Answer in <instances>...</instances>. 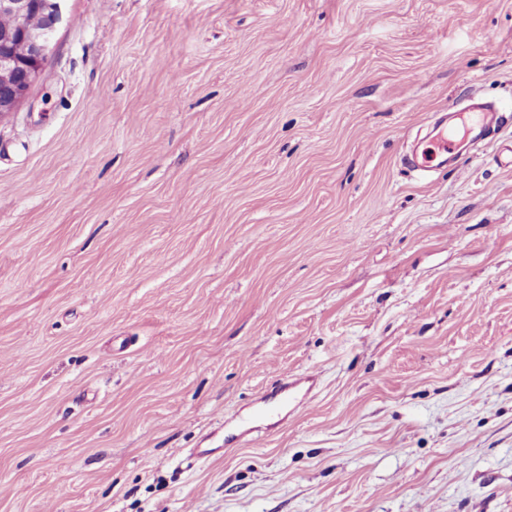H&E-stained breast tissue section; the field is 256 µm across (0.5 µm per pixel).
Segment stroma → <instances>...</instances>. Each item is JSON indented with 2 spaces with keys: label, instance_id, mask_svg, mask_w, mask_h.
I'll list each match as a JSON object with an SVG mask.
<instances>
[{
  "label": "stroma",
  "instance_id": "obj_1",
  "mask_svg": "<svg viewBox=\"0 0 512 512\" xmlns=\"http://www.w3.org/2000/svg\"><path fill=\"white\" fill-rule=\"evenodd\" d=\"M473 96L512 0H65L0 118V512H512V127L402 162Z\"/></svg>",
  "mask_w": 512,
  "mask_h": 512
}]
</instances>
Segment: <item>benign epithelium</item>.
I'll list each match as a JSON object with an SVG mask.
<instances>
[{
    "label": "benign epithelium",
    "instance_id": "7a95c632",
    "mask_svg": "<svg viewBox=\"0 0 512 512\" xmlns=\"http://www.w3.org/2000/svg\"><path fill=\"white\" fill-rule=\"evenodd\" d=\"M0 118L15 111L38 79L61 18V0H0Z\"/></svg>",
    "mask_w": 512,
    "mask_h": 512
}]
</instances>
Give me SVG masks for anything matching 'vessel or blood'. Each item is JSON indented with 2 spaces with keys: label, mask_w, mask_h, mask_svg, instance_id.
Wrapping results in <instances>:
<instances>
[{
  "label": "vessel or blood",
  "mask_w": 512,
  "mask_h": 512,
  "mask_svg": "<svg viewBox=\"0 0 512 512\" xmlns=\"http://www.w3.org/2000/svg\"><path fill=\"white\" fill-rule=\"evenodd\" d=\"M512 125V114L472 104L442 116L422 138L411 146L405 161L412 169L429 172L454 161L461 146L482 143L496 131Z\"/></svg>",
  "instance_id": "obj_1"
}]
</instances>
